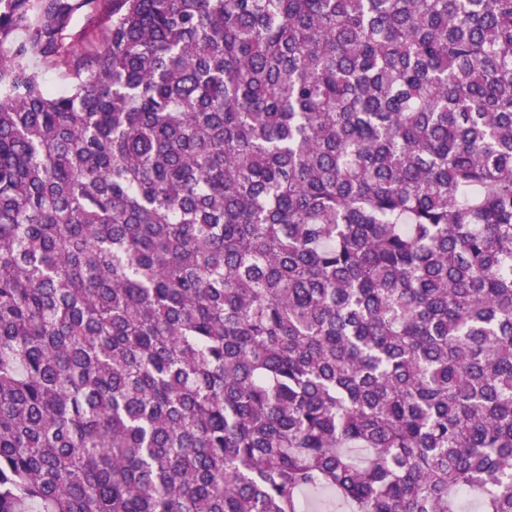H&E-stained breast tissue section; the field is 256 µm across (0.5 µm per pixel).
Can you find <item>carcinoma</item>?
Here are the masks:
<instances>
[{
	"mask_svg": "<svg viewBox=\"0 0 512 512\" xmlns=\"http://www.w3.org/2000/svg\"><path fill=\"white\" fill-rule=\"evenodd\" d=\"M20 28L0 512H512V0H0ZM98 13L88 7L74 11L62 33V41L75 50L85 49L87 47L85 34L100 25ZM29 64L39 72L40 82L46 89L59 93L69 89L72 80L65 64L49 65L41 63L37 58H31Z\"/></svg>",
	"mask_w": 512,
	"mask_h": 512,
	"instance_id": "1",
	"label": "carcinoma"
}]
</instances>
